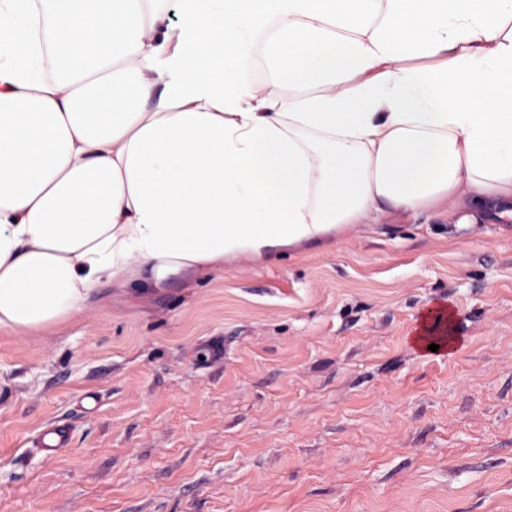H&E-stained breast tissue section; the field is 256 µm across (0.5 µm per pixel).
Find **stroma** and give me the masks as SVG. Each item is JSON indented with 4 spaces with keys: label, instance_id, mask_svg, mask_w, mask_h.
Wrapping results in <instances>:
<instances>
[{
    "label": "stroma",
    "instance_id": "obj_1",
    "mask_svg": "<svg viewBox=\"0 0 512 512\" xmlns=\"http://www.w3.org/2000/svg\"><path fill=\"white\" fill-rule=\"evenodd\" d=\"M0 512H512V224L386 212L1 333ZM436 310L438 312L436 317L432 320L426 321L423 325V331L426 333V336H413L412 338L414 347L421 352L439 354L442 350L447 349V347L449 352L456 344V339H454L453 336H450L454 311L449 305L448 310L445 306H440ZM446 323H448V344L447 336H444L446 331ZM433 336L438 337V342L429 341V338ZM430 344H438L439 349L436 352H431L428 350V346Z\"/></svg>",
    "mask_w": 512,
    "mask_h": 512
}]
</instances>
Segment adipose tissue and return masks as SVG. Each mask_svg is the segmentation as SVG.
I'll return each instance as SVG.
<instances>
[{"label": "adipose tissue", "mask_w": 512, "mask_h": 512, "mask_svg": "<svg viewBox=\"0 0 512 512\" xmlns=\"http://www.w3.org/2000/svg\"><path fill=\"white\" fill-rule=\"evenodd\" d=\"M151 2L0 0V333L373 213L512 223V0Z\"/></svg>", "instance_id": "ef3b65f1"}]
</instances>
